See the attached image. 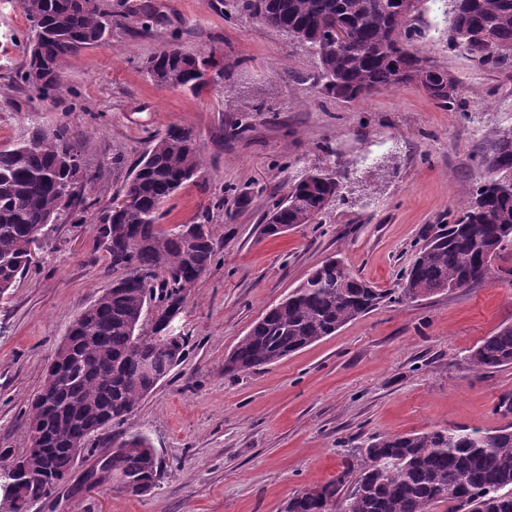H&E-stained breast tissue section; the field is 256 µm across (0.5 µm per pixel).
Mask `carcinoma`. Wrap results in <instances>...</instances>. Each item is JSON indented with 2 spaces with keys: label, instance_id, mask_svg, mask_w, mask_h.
I'll list each match as a JSON object with an SVG mask.
<instances>
[{
  "label": "carcinoma",
  "instance_id": "1",
  "mask_svg": "<svg viewBox=\"0 0 512 512\" xmlns=\"http://www.w3.org/2000/svg\"><path fill=\"white\" fill-rule=\"evenodd\" d=\"M423 0H241V9L264 24L308 45L319 57L316 80L324 94L345 102L396 89L406 73L430 69L431 98L451 108L461 96L448 73L413 49L414 21ZM32 37L17 79L42 100L63 91L66 59L110 36L120 24L101 0H20ZM351 41L333 40L336 24ZM449 29L481 66L512 70V0H453ZM216 50L189 52L167 46L147 61V72L168 88L199 92L216 69ZM487 178L467 191V203L452 222L439 224L402 274L397 293L356 277L331 258L278 305L256 321L224 359L236 375L273 365L313 345L392 298L412 303L466 288L482 280L492 261L512 244V130L496 133L479 151ZM203 155L192 131L172 125L152 136L123 186L133 205L103 209L97 232L112 270V282L71 323L47 368L41 391L28 403V440L47 434L43 454L19 458L0 453V473L18 472L27 495L12 512L46 497L65 481L74 449L112 425L120 429L180 363L188 338L173 339L165 317L143 323L147 297L155 293L166 313H184L188 295L211 268L216 243L205 224L165 228L162 205L186 183L201 177ZM97 175L87 170L65 126L32 127L27 138L0 149V295L29 268L27 244L60 211L81 205ZM342 188L336 172L316 168L296 181L287 199L265 217L262 232L276 236L326 210ZM152 365L154 376L143 371ZM512 365V325L485 337L468 357L469 369L486 372ZM112 451L99 455L82 483L109 482L132 495L150 491L161 465L149 439L136 431L112 435ZM512 512V425L488 432L431 430L380 436L355 449L343 470L327 482L296 491L287 512Z\"/></svg>",
  "mask_w": 512,
  "mask_h": 512
}]
</instances>
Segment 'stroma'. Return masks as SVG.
Segmentation results:
<instances>
[{"label": "stroma", "instance_id": "1", "mask_svg": "<svg viewBox=\"0 0 512 512\" xmlns=\"http://www.w3.org/2000/svg\"><path fill=\"white\" fill-rule=\"evenodd\" d=\"M104 3L120 24L68 57L63 95L43 101L15 77L29 22L19 0H0V149L32 125L67 126L98 173L82 205L89 218L122 190L152 135L188 128L204 172L165 204L162 222L209 225L218 256L176 321L188 338L182 363L129 422L156 450L157 486L139 496L113 482L86 488L92 459L81 456L29 512H286L294 492L335 477L372 438L512 424L496 410L512 393V366L479 374L465 363L512 325V246L470 287L385 302L274 365L224 372L254 322L329 257L398 290L425 231L460 213L483 180L475 152L512 128V72L479 66L452 40L446 0H423L414 46L461 82L448 110L412 83L357 103L322 95L313 50L244 13L240 0ZM172 43L215 51L223 85L195 93L156 84L144 64ZM315 167L344 175L340 196L318 223L262 236L264 214ZM115 277L89 221L66 212L45 227L29 271L0 297V451L25 453L29 398L70 322Z\"/></svg>", "mask_w": 512, "mask_h": 512}]
</instances>
